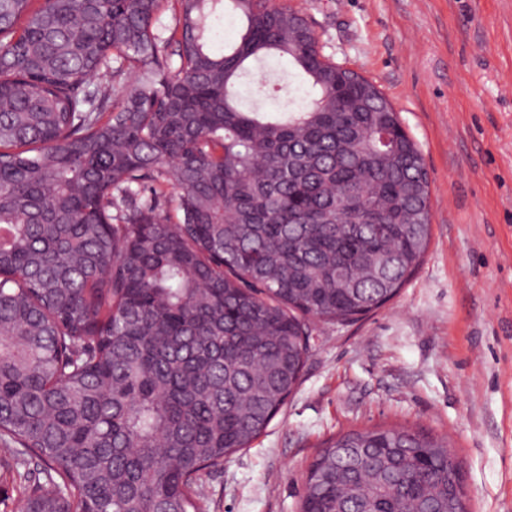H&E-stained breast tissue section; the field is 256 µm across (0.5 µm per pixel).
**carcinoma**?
<instances>
[{"label": "carcinoma", "mask_w": 512, "mask_h": 512, "mask_svg": "<svg viewBox=\"0 0 512 512\" xmlns=\"http://www.w3.org/2000/svg\"><path fill=\"white\" fill-rule=\"evenodd\" d=\"M165 2L0 0V445L46 464L38 512H197L298 384L306 319L380 308L430 240L417 143L299 11L173 0L165 34ZM452 462L350 431L299 512H467Z\"/></svg>", "instance_id": "1"}]
</instances>
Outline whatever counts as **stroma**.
Wrapping results in <instances>:
<instances>
[{
  "mask_svg": "<svg viewBox=\"0 0 512 512\" xmlns=\"http://www.w3.org/2000/svg\"><path fill=\"white\" fill-rule=\"evenodd\" d=\"M400 112L430 183L425 257L383 308L310 320L300 381L202 479L200 512H298L340 434L444 441L468 512H512V0H284Z\"/></svg>",
  "mask_w": 512,
  "mask_h": 512,
  "instance_id": "1",
  "label": "stroma"
}]
</instances>
